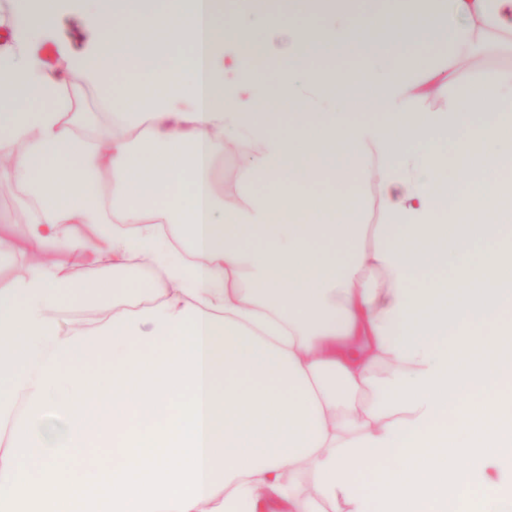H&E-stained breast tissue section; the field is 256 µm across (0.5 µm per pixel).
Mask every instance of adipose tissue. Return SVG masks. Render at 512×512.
Instances as JSON below:
<instances>
[{
    "label": "adipose tissue",
    "mask_w": 512,
    "mask_h": 512,
    "mask_svg": "<svg viewBox=\"0 0 512 512\" xmlns=\"http://www.w3.org/2000/svg\"><path fill=\"white\" fill-rule=\"evenodd\" d=\"M120 2L0 18V183L26 219L0 257L30 258L0 287V512H512V70L457 81L512 37V0H323L315 30L244 0H132L116 24ZM407 42L442 46L447 111L418 108L432 67ZM134 248L161 271L142 288L55 258ZM67 299L107 307L66 329ZM59 32L76 49L81 48L91 37V33L86 29L82 19L74 14H69L62 18ZM224 189L223 196L228 198L230 187L243 165L242 153L232 143L224 141Z\"/></svg>",
    "instance_id": "adipose-tissue-1"
}]
</instances>
